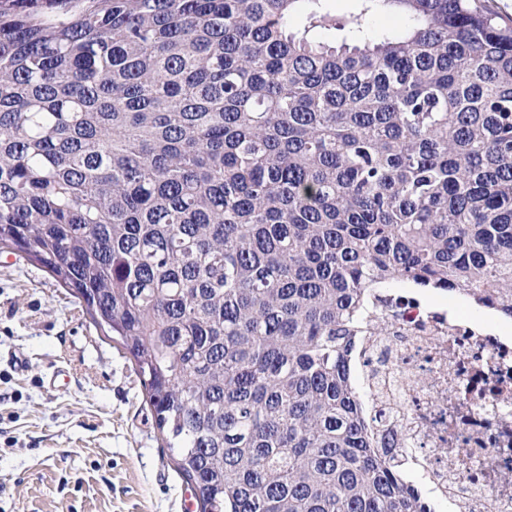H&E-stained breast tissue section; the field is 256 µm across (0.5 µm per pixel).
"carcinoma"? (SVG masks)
Returning a JSON list of instances; mask_svg holds the SVG:
<instances>
[{
    "label": "carcinoma",
    "instance_id": "1",
    "mask_svg": "<svg viewBox=\"0 0 512 512\" xmlns=\"http://www.w3.org/2000/svg\"><path fill=\"white\" fill-rule=\"evenodd\" d=\"M2 242L118 337L198 512H436L352 359L395 283L512 320V25L0 0Z\"/></svg>",
    "mask_w": 512,
    "mask_h": 512
}]
</instances>
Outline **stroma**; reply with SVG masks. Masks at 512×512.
<instances>
[{
	"instance_id": "35a3bbf8",
	"label": "stroma",
	"mask_w": 512,
	"mask_h": 512,
	"mask_svg": "<svg viewBox=\"0 0 512 512\" xmlns=\"http://www.w3.org/2000/svg\"><path fill=\"white\" fill-rule=\"evenodd\" d=\"M129 355L0 245V512H196Z\"/></svg>"
}]
</instances>
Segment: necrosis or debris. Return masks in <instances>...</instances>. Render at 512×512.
<instances>
[{
	"instance_id": "necrosis-or-debris-1",
	"label": "necrosis or debris",
	"mask_w": 512,
	"mask_h": 512,
	"mask_svg": "<svg viewBox=\"0 0 512 512\" xmlns=\"http://www.w3.org/2000/svg\"><path fill=\"white\" fill-rule=\"evenodd\" d=\"M371 308L391 326L355 362L367 412L385 415L447 512H512V337L410 288Z\"/></svg>"
}]
</instances>
